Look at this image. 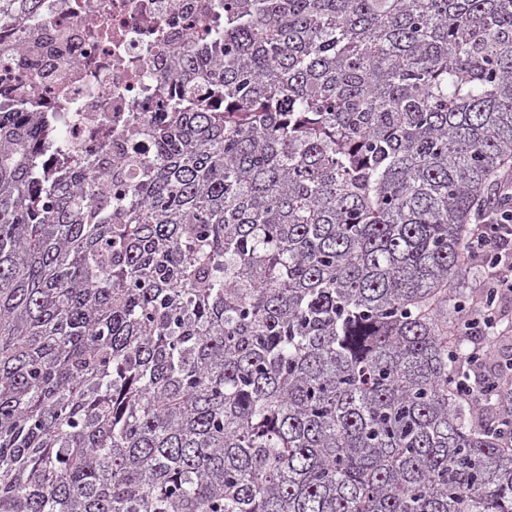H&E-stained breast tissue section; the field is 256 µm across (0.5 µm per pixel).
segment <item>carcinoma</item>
Returning <instances> with one entry per match:
<instances>
[{"label": "carcinoma", "instance_id": "1", "mask_svg": "<svg viewBox=\"0 0 512 512\" xmlns=\"http://www.w3.org/2000/svg\"><path fill=\"white\" fill-rule=\"evenodd\" d=\"M178 71L121 220L0 115V512H512V361L456 388L512 0H224Z\"/></svg>", "mask_w": 512, "mask_h": 512}]
</instances>
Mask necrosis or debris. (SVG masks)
<instances>
[{
	"label": "necrosis or debris",
	"instance_id": "obj_1",
	"mask_svg": "<svg viewBox=\"0 0 512 512\" xmlns=\"http://www.w3.org/2000/svg\"><path fill=\"white\" fill-rule=\"evenodd\" d=\"M223 30L224 0H38L0 18V112L54 113L113 197L115 172L153 153L182 51Z\"/></svg>",
	"mask_w": 512,
	"mask_h": 512
}]
</instances>
